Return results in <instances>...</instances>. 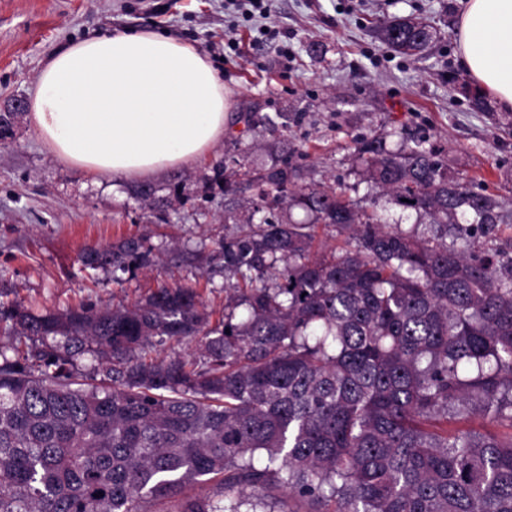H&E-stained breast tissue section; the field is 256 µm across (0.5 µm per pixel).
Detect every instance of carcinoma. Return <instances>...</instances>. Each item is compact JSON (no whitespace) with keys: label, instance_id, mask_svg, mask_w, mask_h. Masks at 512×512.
<instances>
[{"label":"carcinoma","instance_id":"carcinoma-1","mask_svg":"<svg viewBox=\"0 0 512 512\" xmlns=\"http://www.w3.org/2000/svg\"><path fill=\"white\" fill-rule=\"evenodd\" d=\"M379 38L418 56L433 33L402 19ZM359 158L369 199L296 189L286 165L254 178L309 224L237 219L238 172L224 175V223L239 228L218 244L215 323L188 285L112 309L0 301L15 335L0 349V512H257L272 486L308 512H512V247L445 240L460 217L497 239L499 204L419 141L371 139ZM392 208L429 218L431 236L390 229ZM317 224L343 244L317 253ZM82 262L133 272L149 251L132 237ZM183 339L198 356H149ZM475 416L511 432L457 427ZM208 482L224 495L188 494Z\"/></svg>","mask_w":512,"mask_h":512}]
</instances>
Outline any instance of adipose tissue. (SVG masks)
Returning a JSON list of instances; mask_svg holds the SVG:
<instances>
[{
  "instance_id": "adipose-tissue-1",
  "label": "adipose tissue",
  "mask_w": 512,
  "mask_h": 512,
  "mask_svg": "<svg viewBox=\"0 0 512 512\" xmlns=\"http://www.w3.org/2000/svg\"><path fill=\"white\" fill-rule=\"evenodd\" d=\"M461 63L512 112V0H460ZM231 90L193 43L140 29L69 42L36 76L29 118L66 165L147 180L224 138Z\"/></svg>"
}]
</instances>
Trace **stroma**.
<instances>
[{"label": "stroma", "instance_id": "stroma-1", "mask_svg": "<svg viewBox=\"0 0 512 512\" xmlns=\"http://www.w3.org/2000/svg\"><path fill=\"white\" fill-rule=\"evenodd\" d=\"M247 17L237 0H0V107L29 100L37 71L70 41L151 28L204 52L233 91L224 140L199 163L152 178L162 209L134 182L91 177L59 162L19 114L0 146V300L32 311L131 306L164 285L195 284L206 309L224 307V273L211 255L231 238L215 183L226 157L243 170L298 168L360 200L373 190L362 141L390 150L424 140L449 179L497 199L507 214L498 240L472 235L475 251L512 243V112L477 93L456 42L458 0H263ZM419 18L435 38L405 58L377 32ZM268 34H261V27ZM480 94L483 109L473 105ZM144 239L149 264L132 273L84 267L80 254Z\"/></svg>", "mask_w": 512, "mask_h": 512}]
</instances>
